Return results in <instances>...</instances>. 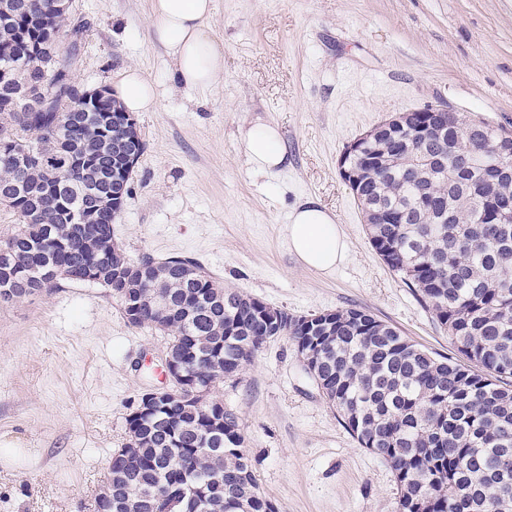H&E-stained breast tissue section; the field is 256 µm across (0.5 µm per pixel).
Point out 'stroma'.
<instances>
[{
	"label": "stroma",
	"instance_id": "1",
	"mask_svg": "<svg viewBox=\"0 0 512 512\" xmlns=\"http://www.w3.org/2000/svg\"><path fill=\"white\" fill-rule=\"evenodd\" d=\"M90 23L72 71L115 91L139 68L155 111L114 238L130 259L197 260L225 287L294 316L362 308L429 351L456 350L372 248L340 176L347 145L399 112L445 105L512 129V0H215L207 32L224 71L177 86L152 37L149 0H73ZM276 125L288 166L252 171L242 139ZM317 200L341 225L346 262L325 275L288 251L293 207ZM166 337L127 323L106 289L60 281L0 303V512H94L128 415L161 384ZM260 494L277 512H398L389 464L362 448L295 345L265 343L220 387Z\"/></svg>",
	"mask_w": 512,
	"mask_h": 512
}]
</instances>
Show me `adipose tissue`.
<instances>
[{"instance_id": "obj_1", "label": "adipose tissue", "mask_w": 512, "mask_h": 512, "mask_svg": "<svg viewBox=\"0 0 512 512\" xmlns=\"http://www.w3.org/2000/svg\"><path fill=\"white\" fill-rule=\"evenodd\" d=\"M214 0H151L153 36L174 63V79L185 88L211 85L224 70V49L206 31ZM127 112H150L156 106L153 84L134 67L124 70L116 90ZM253 171L265 174L286 167L287 150L278 127L259 123L243 139ZM289 251L307 269L330 273L348 257V243L334 216L307 200L288 216Z\"/></svg>"}]
</instances>
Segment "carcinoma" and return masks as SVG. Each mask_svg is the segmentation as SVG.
<instances>
[{
    "mask_svg": "<svg viewBox=\"0 0 512 512\" xmlns=\"http://www.w3.org/2000/svg\"><path fill=\"white\" fill-rule=\"evenodd\" d=\"M20 23L0 25V206L21 227L1 242L0 302L60 280L105 288L128 323L164 332L184 377L157 413L128 417L94 512H276L257 488L238 417L217 385L272 336L312 353L311 376L359 444L391 464L399 512H512V140L448 113L404 112L358 139L344 166L383 262L446 328L461 363L436 357L365 309L314 314L307 325L224 287L198 262L114 246L112 165L133 131L105 126L76 91L46 112L26 109L41 76L46 29L69 30L70 66L89 22L52 0H0ZM40 146L19 171L17 154ZM172 307L155 316L154 298Z\"/></svg>",
    "mask_w": 512,
    "mask_h": 512,
    "instance_id": "carcinoma-1",
    "label": "carcinoma"
}]
</instances>
